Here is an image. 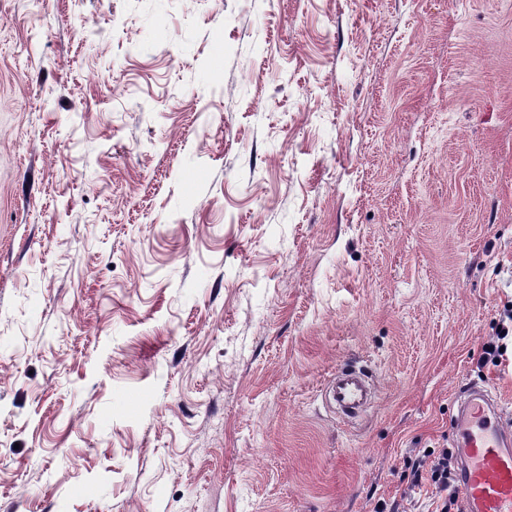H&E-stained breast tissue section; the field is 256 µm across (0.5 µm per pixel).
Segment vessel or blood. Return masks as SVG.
I'll use <instances>...</instances> for the list:
<instances>
[{"mask_svg":"<svg viewBox=\"0 0 512 512\" xmlns=\"http://www.w3.org/2000/svg\"><path fill=\"white\" fill-rule=\"evenodd\" d=\"M332 400L346 421L369 407L371 385L344 368L331 386ZM451 433L459 459L456 477L461 512H512V430L504 426V407L487 384L467 383L454 399Z\"/></svg>","mask_w":512,"mask_h":512,"instance_id":"vessel-or-blood-1","label":"vessel or blood"}]
</instances>
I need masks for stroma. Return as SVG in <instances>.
<instances>
[{"label": "stroma", "instance_id": "obj_1", "mask_svg": "<svg viewBox=\"0 0 512 512\" xmlns=\"http://www.w3.org/2000/svg\"><path fill=\"white\" fill-rule=\"evenodd\" d=\"M510 300L512 0H0V512H427ZM332 400L336 413L348 422L361 417L369 407L372 389L363 375L350 368H342L336 373L331 386ZM423 475H426V480L432 488L434 502L437 504V510L434 512H458V495L455 485L456 458L453 451L449 448H441L437 452L434 449L425 450L422 458L412 469L413 482L420 483L424 478Z\"/></svg>", "mask_w": 512, "mask_h": 512}]
</instances>
